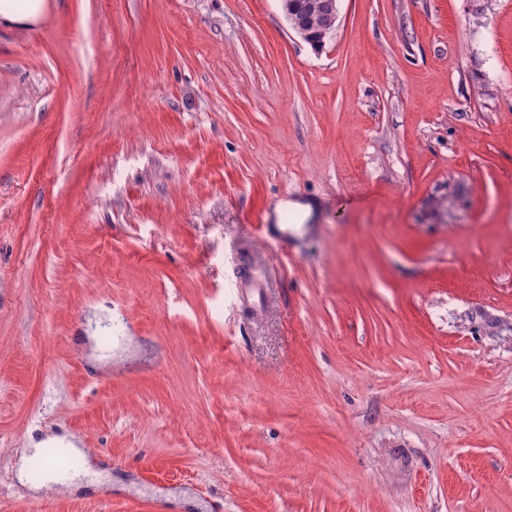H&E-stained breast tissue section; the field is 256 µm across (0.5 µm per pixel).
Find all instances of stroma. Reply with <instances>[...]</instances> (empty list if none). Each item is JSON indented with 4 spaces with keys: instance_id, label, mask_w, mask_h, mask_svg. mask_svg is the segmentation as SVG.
Instances as JSON below:
<instances>
[{
    "instance_id": "stroma-1",
    "label": "stroma",
    "mask_w": 512,
    "mask_h": 512,
    "mask_svg": "<svg viewBox=\"0 0 512 512\" xmlns=\"http://www.w3.org/2000/svg\"><path fill=\"white\" fill-rule=\"evenodd\" d=\"M42 2L0 19L5 512H512V0H337L319 48L281 0ZM49 436L81 486L20 482Z\"/></svg>"
}]
</instances>
